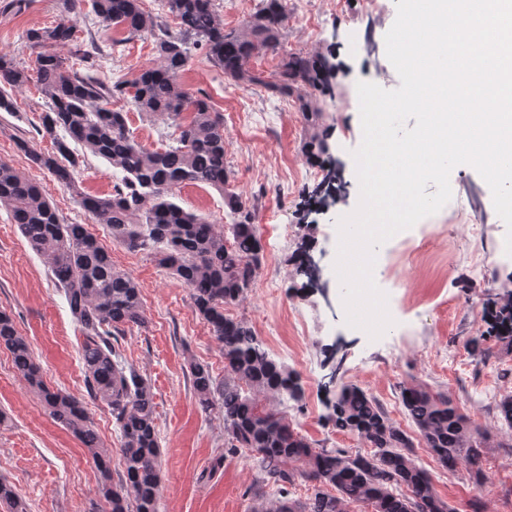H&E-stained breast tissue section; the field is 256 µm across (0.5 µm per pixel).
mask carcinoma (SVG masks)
I'll list each match as a JSON object with an SVG mask.
<instances>
[{
	"instance_id": "cac0c4a2",
	"label": "carcinoma",
	"mask_w": 512,
	"mask_h": 512,
	"mask_svg": "<svg viewBox=\"0 0 512 512\" xmlns=\"http://www.w3.org/2000/svg\"><path fill=\"white\" fill-rule=\"evenodd\" d=\"M108 26L123 31L112 45L136 37L151 38L154 62L129 81L102 79L91 58L104 56L94 43L75 36L70 14L83 2ZM178 32L152 18L141 0H62L55 24L22 34L40 49L34 72L0 56V82L19 89L33 82L46 100L41 121L55 137V151L42 152L25 140L17 148L30 163L48 171L78 198L95 223L130 251L145 252L158 266L190 289L193 306L210 326L224 354V378L208 367L190 364L192 387L204 411L219 400L224 411V442L240 451L257 470L262 493L253 512H350L362 505L372 512H453L420 463L413 438L396 425L379 401L353 383L341 385L328 421L371 448L367 454L347 448H315L291 419L264 401L301 402L296 372L274 359L244 319L225 314L254 286L262 259V236L254 207L233 185L224 162V117L207 98L186 91L179 77L192 52L205 50L224 78L260 86L285 99L301 85L324 91L327 58L319 53L286 54L271 72L250 66L262 51H277L285 39L288 0H262V6L238 29L224 28L214 0H161ZM72 45L71 68L53 52ZM123 100L137 112L157 116L174 127L156 149L137 142L127 113L109 104ZM308 146L325 149L327 126L322 110L299 96ZM64 137H56L57 131ZM103 158L117 175L109 196L86 193L75 171L79 159L69 142ZM207 186L224 196L228 221L220 226L186 210L179 192L184 185ZM0 206L6 208L28 247L38 254L61 288L79 326L82 373L89 396L104 405L120 437L123 474L112 479V457L83 402L47 386L30 344L12 319L0 313V349L38 394L49 416L67 429L92 459L97 495L110 512H158L162 484L155 402L146 377L122 361L116 349L125 329L144 323L139 284L117 269L100 240L81 224H63L40 185L0 160ZM486 331L471 342L482 360L493 349L512 353V290L488 298ZM401 404L419 440L440 464L464 462L475 483L494 433L471 424L457 403L425 384L405 387ZM500 419L512 430V390L495 396ZM302 480L313 485L305 500L290 497L288 487ZM335 493H330V490ZM27 512L12 485L0 481V505Z\"/></svg>"
}]
</instances>
